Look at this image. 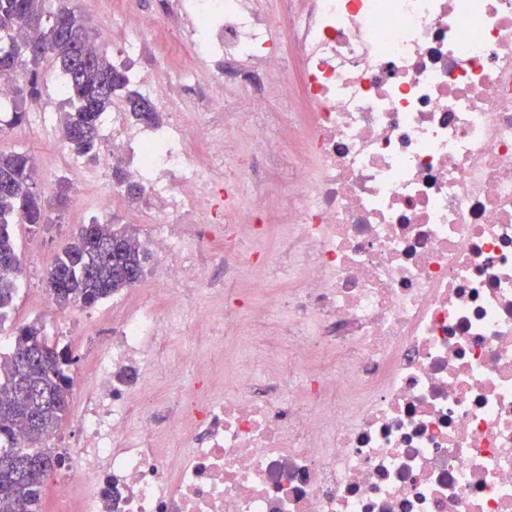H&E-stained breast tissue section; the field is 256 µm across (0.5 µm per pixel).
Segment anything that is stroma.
<instances>
[{"instance_id": "1", "label": "stroma", "mask_w": 512, "mask_h": 512, "mask_svg": "<svg viewBox=\"0 0 512 512\" xmlns=\"http://www.w3.org/2000/svg\"><path fill=\"white\" fill-rule=\"evenodd\" d=\"M0 148L28 153L34 165V180L43 192L51 209L52 223L36 231L19 229L18 250L23 262V286L18 292L4 327L6 339H13L17 328L41 316L40 304L47 298L44 289L46 268L67 243L71 242L82 224L94 216L93 211L73 209L75 181L52 166L53 147L33 140L25 126H17L0 137Z\"/></svg>"}]
</instances>
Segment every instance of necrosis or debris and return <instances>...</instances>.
I'll list each match as a JSON object with an SVG mask.
<instances>
[{
  "instance_id": "4bbe7bcc",
  "label": "necrosis or debris",
  "mask_w": 512,
  "mask_h": 512,
  "mask_svg": "<svg viewBox=\"0 0 512 512\" xmlns=\"http://www.w3.org/2000/svg\"><path fill=\"white\" fill-rule=\"evenodd\" d=\"M112 26L160 120L113 99L111 184L57 164L155 263L79 338L55 512H512V0H160ZM200 291L267 299L224 321L289 371L174 351Z\"/></svg>"
}]
</instances>
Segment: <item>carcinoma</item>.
Instances as JSON below:
<instances>
[{
	"label": "carcinoma",
	"instance_id": "obj_1",
	"mask_svg": "<svg viewBox=\"0 0 512 512\" xmlns=\"http://www.w3.org/2000/svg\"><path fill=\"white\" fill-rule=\"evenodd\" d=\"M79 0H0V79L23 82L38 96L44 80L40 64L52 60L70 111L62 135L70 151L93 159L101 145L103 117L112 96L127 92L138 120L158 119L153 105L130 90L109 53L91 48ZM50 223L44 195L21 151L0 150V321L12 307L23 268L17 226L34 231ZM147 257L127 226L93 221L53 259L46 290L65 309L91 307L144 274ZM0 366V512H42L47 477L67 465L65 455L44 444L65 414L75 362L69 347L49 339L44 325L18 328Z\"/></svg>",
	"mask_w": 512,
	"mask_h": 512
}]
</instances>
